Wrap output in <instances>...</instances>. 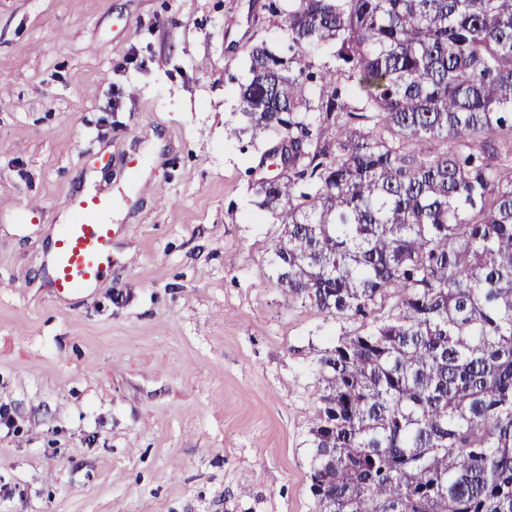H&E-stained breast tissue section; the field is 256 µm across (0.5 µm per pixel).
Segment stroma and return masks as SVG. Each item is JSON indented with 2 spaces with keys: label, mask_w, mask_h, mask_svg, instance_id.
I'll use <instances>...</instances> for the list:
<instances>
[{
  "label": "stroma",
  "mask_w": 512,
  "mask_h": 512,
  "mask_svg": "<svg viewBox=\"0 0 512 512\" xmlns=\"http://www.w3.org/2000/svg\"><path fill=\"white\" fill-rule=\"evenodd\" d=\"M266 2L0 0V512H314L311 350L352 325L277 287L225 136ZM88 189L112 259L64 296ZM63 204L74 219L55 243L51 258L54 285L61 294H74L89 288L104 274L112 252V210L108 196H68Z\"/></svg>",
  "instance_id": "1"
}]
</instances>
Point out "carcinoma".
Instances as JSON below:
<instances>
[{
    "mask_svg": "<svg viewBox=\"0 0 512 512\" xmlns=\"http://www.w3.org/2000/svg\"><path fill=\"white\" fill-rule=\"evenodd\" d=\"M230 138L313 349L315 512H512V0H268Z\"/></svg>",
    "mask_w": 512,
    "mask_h": 512,
    "instance_id": "cac0c4a2",
    "label": "carcinoma"
}]
</instances>
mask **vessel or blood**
Wrapping results in <instances>:
<instances>
[{
  "instance_id": "b4317fda",
  "label": "vessel or blood",
  "mask_w": 512,
  "mask_h": 512,
  "mask_svg": "<svg viewBox=\"0 0 512 512\" xmlns=\"http://www.w3.org/2000/svg\"><path fill=\"white\" fill-rule=\"evenodd\" d=\"M65 206L74 219L65 226L51 258L54 285L59 293L74 294L89 288L104 274L112 252V226L107 196H68Z\"/></svg>"
}]
</instances>
